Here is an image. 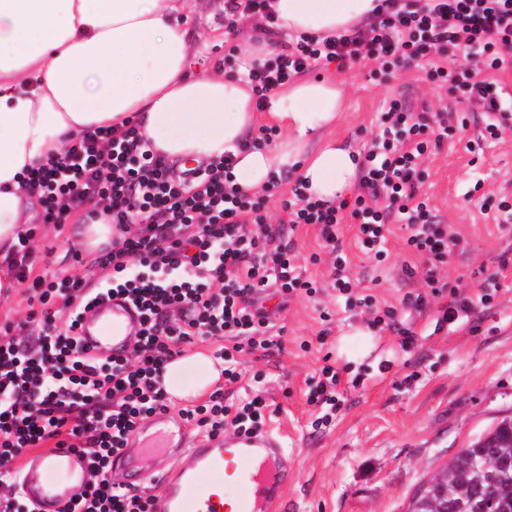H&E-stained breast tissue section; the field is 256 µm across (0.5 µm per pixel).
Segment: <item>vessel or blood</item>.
Segmentation results:
<instances>
[{
  "mask_svg": "<svg viewBox=\"0 0 512 512\" xmlns=\"http://www.w3.org/2000/svg\"><path fill=\"white\" fill-rule=\"evenodd\" d=\"M141 329V315L126 299L115 297L94 306L92 318L82 320L78 333L85 353L97 356L111 348L113 356L125 355ZM156 430L136 447L116 456L118 465L142 473L145 461L179 450V464L159 472L160 493L155 512H224L225 460H235L233 486L237 512H272L288 483V454L282 435L273 429L244 432L232 438L210 437L187 441L174 430L166 412L155 414ZM49 458L53 470H45V458L31 457L21 473L24 496L34 512H62L85 487L88 460L75 448H57Z\"/></svg>",
  "mask_w": 512,
  "mask_h": 512,
  "instance_id": "1",
  "label": "vessel or blood"
}]
</instances>
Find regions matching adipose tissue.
Returning a JSON list of instances; mask_svg holds the SVG:
<instances>
[{"mask_svg": "<svg viewBox=\"0 0 512 512\" xmlns=\"http://www.w3.org/2000/svg\"><path fill=\"white\" fill-rule=\"evenodd\" d=\"M381 0H268L288 35L339 36L373 21ZM187 0H0V267L32 217L25 180L82 132L138 121L153 151L178 170L230 154L231 182L259 193L272 176L297 173L312 199L343 197L359 156L332 139L344 90L333 80H289L256 112L242 74L263 59L240 51L238 75L191 64L181 18ZM282 137L246 146L258 121ZM192 373L183 385V373ZM219 377L204 351L173 361L164 387L179 400L209 393Z\"/></svg>", "mask_w": 512, "mask_h": 512, "instance_id": "1", "label": "adipose tissue"}]
</instances>
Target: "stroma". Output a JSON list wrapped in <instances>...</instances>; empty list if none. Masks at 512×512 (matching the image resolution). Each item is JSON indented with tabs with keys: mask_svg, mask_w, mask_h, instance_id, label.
Segmentation results:
<instances>
[{
	"mask_svg": "<svg viewBox=\"0 0 512 512\" xmlns=\"http://www.w3.org/2000/svg\"><path fill=\"white\" fill-rule=\"evenodd\" d=\"M186 24L193 33L192 64L208 67L229 49L258 38L251 27L215 40L224 26V0H188ZM372 62L349 70L327 65L320 76L345 88L344 116L337 138L366 154L378 131L385 100L403 96L414 104L447 106L467 122L423 159L425 176L419 192L442 224L460 242L448 259L447 282L468 294L480 291L485 274H497L491 302L453 326H438L445 299L420 310L403 307L407 294L424 292L420 277H406L404 265L418 260L403 247V230H394L388 255L376 260L354 246L352 223L342 226L343 248L352 277L363 281L379 307L399 309L397 321L412 327L416 340L403 347L400 336L374 322L369 308L350 310L337 303L329 288V253L320 251L318 229L278 226L285 241H295L298 263L316 281L314 296L286 298L274 289L259 293L257 308L282 331V345L267 351L239 353L241 378L225 386L226 401L261 396L268 404L263 428L277 429L287 442L290 479L282 512H407L419 485L462 448L512 417V264L499 269L500 255L512 260V225L500 227L484 218L482 207L500 198L512 201V134L483 142L469 152L484 126L483 112L455 101L447 89L424 78L422 67L372 80ZM481 191H474L475 182ZM34 274L55 277L85 273L91 254L74 257L78 242L73 224L62 231L39 228ZM318 261H311V253ZM370 332L372 348L353 360L346 335ZM333 364L341 382L335 410L326 413L313 397L321 368Z\"/></svg>",
	"mask_w": 512,
	"mask_h": 512,
	"instance_id": "35a3bbf8",
	"label": "stroma"
}]
</instances>
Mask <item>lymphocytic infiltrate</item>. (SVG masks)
Wrapping results in <instances>:
<instances>
[{
    "label": "lymphocytic infiltrate",
    "instance_id": "1",
    "mask_svg": "<svg viewBox=\"0 0 512 512\" xmlns=\"http://www.w3.org/2000/svg\"><path fill=\"white\" fill-rule=\"evenodd\" d=\"M402 2L369 29L323 41L303 36L254 65L247 79L257 105L292 76L320 65L333 62L342 71L367 59L376 64L371 77L377 80L420 64L428 82L486 112V135L501 138L502 88L485 73L512 57V0ZM244 18L271 33L266 0H224L228 30ZM458 57L462 65L449 67V59ZM449 118L447 107L390 98L352 199L313 200L297 182L283 200L289 224L318 226L322 247L333 257L331 286L346 308L375 300L359 293L347 273L340 247L347 217L361 251L378 260L387 255L393 225H401L406 249L421 262L405 267V274L420 275L431 293L444 290L441 272L459 239L420 200L419 186L421 160L432 144L447 139ZM232 166L228 155L201 176L174 179L133 124L118 135L108 128L82 135L32 171L30 186L40 196L44 223L59 229L80 213L121 234L93 261L111 271L102 284L90 272L33 276L36 232L19 239L10 275L29 282L38 306L25 320L0 324V512H34L21 495L16 461L22 452L65 444L87 456L94 479L63 512H154L152 495L116 486L107 473L144 417L168 409L164 364L182 356L196 337L221 343L228 337L233 347L222 345L215 357L224 364L225 383L234 384L241 377L236 353L281 346L253 293L272 286L289 296L310 295L316 288L298 270L295 243L283 241L268 224L267 195L225 183ZM113 296L139 310L143 328L127 354L104 362L85 354L77 329L89 306ZM265 407L258 396L225 402L216 389L182 413L214 435L230 426L258 430Z\"/></svg>",
    "mask_w": 512,
    "mask_h": 512
}]
</instances>
